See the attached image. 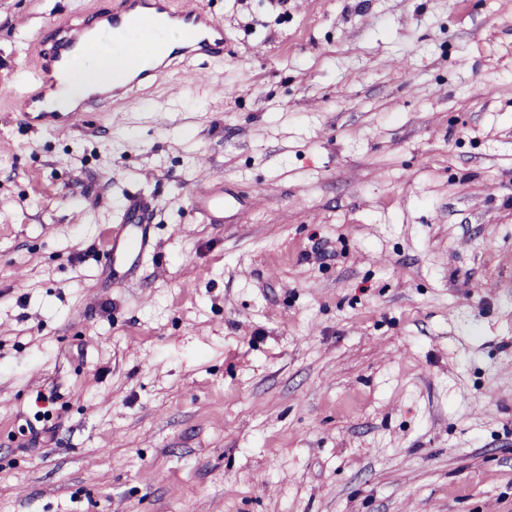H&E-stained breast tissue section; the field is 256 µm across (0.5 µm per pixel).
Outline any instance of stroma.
<instances>
[{"mask_svg": "<svg viewBox=\"0 0 512 512\" xmlns=\"http://www.w3.org/2000/svg\"><path fill=\"white\" fill-rule=\"evenodd\" d=\"M202 4L223 59L43 132L32 30L112 0H0V512H512V0ZM210 184L198 187L194 192L197 209L211 224H220L224 221V200L213 194ZM153 220L142 195L128 197L120 224L112 225L103 247V272L111 284L123 285L153 247Z\"/></svg>", "mask_w": 512, "mask_h": 512, "instance_id": "stroma-1", "label": "stroma"}]
</instances>
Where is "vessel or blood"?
<instances>
[{
	"label": "vessel or blood",
	"instance_id": "1",
	"mask_svg": "<svg viewBox=\"0 0 512 512\" xmlns=\"http://www.w3.org/2000/svg\"><path fill=\"white\" fill-rule=\"evenodd\" d=\"M167 18L181 26L182 42L177 47L159 50L154 45L153 34ZM132 29L141 33L140 44L148 54L154 55V64L136 70L125 83L91 90L74 110L62 112L52 107L50 94L61 91L54 77L56 71L70 69L78 59L95 55L105 39L124 43ZM54 36L55 43L49 47L43 31L34 33L33 43L39 49L37 59L8 95L22 124L47 131L75 126L88 110L102 109L110 101L131 106L135 87L151 80L178 57L212 58L224 54V26L201 7L199 0H119L116 7L98 15L94 22L55 27ZM194 196L206 221L223 223L224 201L214 195L212 186L198 187ZM152 227V215L144 197L130 196L120 223L113 225L103 247V272L111 284H125L140 259L151 250Z\"/></svg>",
	"mask_w": 512,
	"mask_h": 512
}]
</instances>
